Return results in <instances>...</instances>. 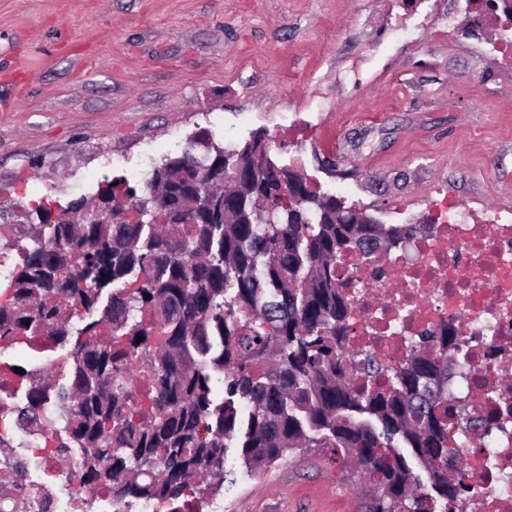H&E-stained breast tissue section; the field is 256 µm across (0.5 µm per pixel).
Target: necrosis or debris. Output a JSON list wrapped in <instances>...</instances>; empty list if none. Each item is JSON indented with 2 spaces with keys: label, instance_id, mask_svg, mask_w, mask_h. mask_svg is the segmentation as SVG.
<instances>
[{
  "label": "necrosis or debris",
  "instance_id": "obj_1",
  "mask_svg": "<svg viewBox=\"0 0 512 512\" xmlns=\"http://www.w3.org/2000/svg\"><path fill=\"white\" fill-rule=\"evenodd\" d=\"M357 330L353 343L373 348L390 368L421 337L455 326L448 346L458 366L448 373V391L478 412L493 409L489 428L459 431L469 442L463 469L478 490L455 512H512V213L478 217L455 205L446 223L425 239L406 242L385 260L340 266ZM400 285L392 287L391 274ZM27 383L12 380L13 364L0 360V439L12 451L0 457V497L24 496L28 512H221L213 494L196 487L179 503L139 498L119 500L104 487L89 489L77 465L59 468L64 434L54 397H44L45 425L20 424L16 410L29 401L45 367L65 370L56 342L27 336Z\"/></svg>",
  "mask_w": 512,
  "mask_h": 512
}]
</instances>
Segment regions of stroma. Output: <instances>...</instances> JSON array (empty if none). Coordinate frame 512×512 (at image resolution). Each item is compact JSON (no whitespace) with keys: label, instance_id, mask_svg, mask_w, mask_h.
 Wrapping results in <instances>:
<instances>
[{"label":"stroma","instance_id":"stroma-1","mask_svg":"<svg viewBox=\"0 0 512 512\" xmlns=\"http://www.w3.org/2000/svg\"><path fill=\"white\" fill-rule=\"evenodd\" d=\"M469 0H0V204L13 218L149 173L198 128L383 224L512 212V34L445 32ZM330 449L224 464L223 512H368Z\"/></svg>","mask_w":512,"mask_h":512}]
</instances>
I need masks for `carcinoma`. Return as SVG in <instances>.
Returning a JSON list of instances; mask_svg holds the SVG:
<instances>
[{
	"instance_id": "cac0c4a2",
	"label": "carcinoma",
	"mask_w": 512,
	"mask_h": 512,
	"mask_svg": "<svg viewBox=\"0 0 512 512\" xmlns=\"http://www.w3.org/2000/svg\"><path fill=\"white\" fill-rule=\"evenodd\" d=\"M512 25V0H469ZM267 133L227 148L199 128L142 186L114 181L50 220L23 212L32 245L0 304V340L50 336L66 346L67 376L42 377L61 402L65 447L88 483L117 499L175 501L207 475L224 478L234 444L249 468L298 448H329L356 464L374 490L370 512H433L473 490L456 465L448 395V337L410 353L388 376L368 355L346 373L350 303L337 268L377 260L430 224L386 226L317 192L277 164ZM273 206L274 223L258 218ZM88 314L74 327L70 308ZM106 332L97 335L96 330ZM149 372L148 404L131 407L124 370ZM225 396L212 395L214 376ZM427 474L416 491L408 457Z\"/></svg>"
}]
</instances>
